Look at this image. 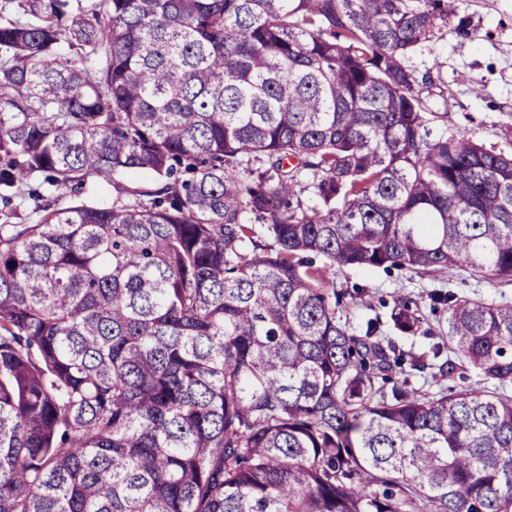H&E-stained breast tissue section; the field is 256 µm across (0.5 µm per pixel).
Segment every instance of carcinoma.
Instances as JSON below:
<instances>
[{"instance_id":"1","label":"carcinoma","mask_w":512,"mask_h":512,"mask_svg":"<svg viewBox=\"0 0 512 512\" xmlns=\"http://www.w3.org/2000/svg\"><path fill=\"white\" fill-rule=\"evenodd\" d=\"M65 7L0 24V512H512V303L433 293L420 355L339 314L349 268L512 284V154L412 64L448 0ZM117 198L115 189L112 187V181H104L97 178H89L84 185L79 187L75 192L68 193L61 204L70 201H83L93 205L112 206V202Z\"/></svg>"}]
</instances>
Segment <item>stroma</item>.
Masks as SVG:
<instances>
[{
	"label": "stroma",
	"instance_id": "obj_1",
	"mask_svg": "<svg viewBox=\"0 0 512 512\" xmlns=\"http://www.w3.org/2000/svg\"><path fill=\"white\" fill-rule=\"evenodd\" d=\"M448 24L430 49L414 57L418 69L441 64L430 102L434 110L447 112L448 127L456 133L496 150L512 153V0H449ZM340 291L362 289L363 294L342 319L352 325L378 316L384 319L383 333L404 351L427 350L429 338L401 336L387 319L397 299L407 300L425 327L439 330L446 315L434 310L429 295L449 289L463 296L506 297L512 288H501L471 279L465 272L447 277L418 276L405 271L351 268L338 273Z\"/></svg>",
	"mask_w": 512,
	"mask_h": 512
}]
</instances>
